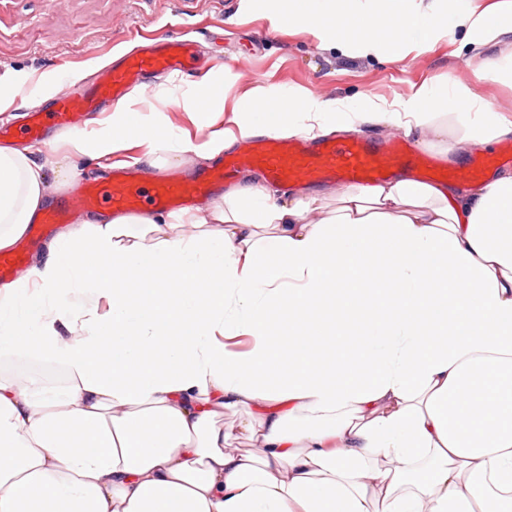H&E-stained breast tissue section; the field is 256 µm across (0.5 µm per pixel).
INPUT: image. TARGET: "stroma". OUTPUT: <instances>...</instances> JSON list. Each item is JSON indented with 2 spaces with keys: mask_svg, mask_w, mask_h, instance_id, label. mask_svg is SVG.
Here are the masks:
<instances>
[{
  "mask_svg": "<svg viewBox=\"0 0 512 512\" xmlns=\"http://www.w3.org/2000/svg\"><path fill=\"white\" fill-rule=\"evenodd\" d=\"M173 31L195 40L213 63L228 66L232 96L254 83L303 86L340 99H406L423 82L464 74L472 47L460 29L404 63L320 48L304 32L271 31L240 0H0V96L13 98L1 119L29 111L13 75L71 73L68 91L92 86L102 59L129 51L132 33Z\"/></svg>",
  "mask_w": 512,
  "mask_h": 512,
  "instance_id": "obj_1",
  "label": "stroma"
}]
</instances>
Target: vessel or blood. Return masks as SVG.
I'll use <instances>...</instances> for the list:
<instances>
[{"instance_id": "vessel-or-blood-1", "label": "vessel or blood", "mask_w": 512, "mask_h": 512, "mask_svg": "<svg viewBox=\"0 0 512 512\" xmlns=\"http://www.w3.org/2000/svg\"><path fill=\"white\" fill-rule=\"evenodd\" d=\"M204 66L193 40L172 32L143 38L138 51L115 63L93 93L59 95L49 110L34 116L23 133L34 143H41L43 126H79L100 112L103 103L122 99L132 87L150 86L155 75L183 76ZM499 160H512L511 143L472 155L457 173L481 174ZM248 168L261 170L273 182L316 184L331 180L348 185L368 184L402 173L432 176L439 172L430 156L416 153L400 139L386 143L355 135L344 140H288L268 133L242 139L220 167L188 178L156 179L143 169L116 168L107 183L79 185L46 211L40 223L28 225L15 248L0 252V286L26 266L31 248L51 233L53 225L68 222L76 214L100 205L116 212H146L196 203L223 191L226 182Z\"/></svg>"}]
</instances>
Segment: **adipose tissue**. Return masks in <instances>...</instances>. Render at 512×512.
Wrapping results in <instances>:
<instances>
[{"label": "adipose tissue", "instance_id": "adipose-tissue-1", "mask_svg": "<svg viewBox=\"0 0 512 512\" xmlns=\"http://www.w3.org/2000/svg\"><path fill=\"white\" fill-rule=\"evenodd\" d=\"M272 30L401 61L465 28L512 31L483 0H241ZM405 100L253 84L234 106L223 71L143 95L64 136L66 157L209 160L254 130L420 131L451 155L512 136L476 92L512 85V54ZM187 113V128L167 110ZM51 163L0 147V250L40 216ZM65 227L0 287V362L61 369V385L0 373V512H502L512 506V170L467 187L410 177L321 195L256 181L213 208ZM389 225L380 235V225ZM400 257L397 292L364 269ZM287 257L284 265L272 264ZM341 279L340 295L325 293ZM92 294V304L73 299ZM106 302L108 316L99 313ZM360 326L352 338V326ZM333 352L321 368L317 345ZM293 348L282 363L280 345ZM241 410L227 446L218 410Z\"/></svg>", "mask_w": 512, "mask_h": 512}]
</instances>
